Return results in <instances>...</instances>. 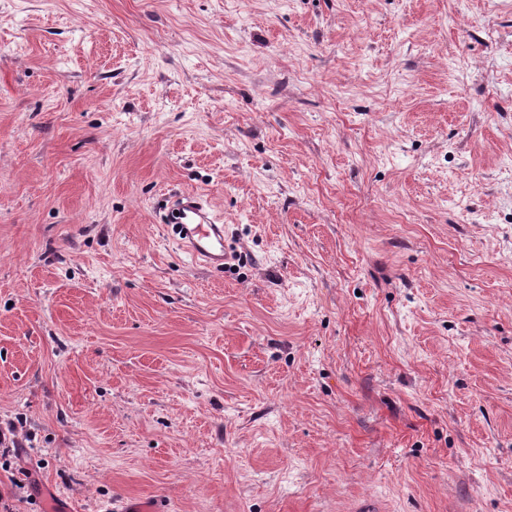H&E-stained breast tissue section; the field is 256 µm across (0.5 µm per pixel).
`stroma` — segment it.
Masks as SVG:
<instances>
[{
  "label": "stroma",
  "instance_id": "35a3bbf8",
  "mask_svg": "<svg viewBox=\"0 0 512 512\" xmlns=\"http://www.w3.org/2000/svg\"><path fill=\"white\" fill-rule=\"evenodd\" d=\"M17 419L12 512H512V0H0ZM167 220L176 225L184 252L204 267L224 266V226L195 192H187L173 202Z\"/></svg>",
  "mask_w": 512,
  "mask_h": 512
}]
</instances>
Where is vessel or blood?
<instances>
[{
  "mask_svg": "<svg viewBox=\"0 0 512 512\" xmlns=\"http://www.w3.org/2000/svg\"><path fill=\"white\" fill-rule=\"evenodd\" d=\"M167 219L175 224L181 246L193 262L204 267L226 262L224 227L200 195L188 192L179 196Z\"/></svg>",
  "mask_w": 512,
  "mask_h": 512,
  "instance_id": "vessel-or-blood-1",
  "label": "vessel or blood"
}]
</instances>
